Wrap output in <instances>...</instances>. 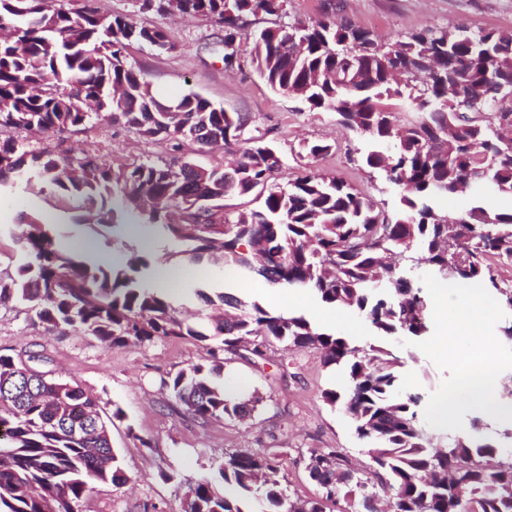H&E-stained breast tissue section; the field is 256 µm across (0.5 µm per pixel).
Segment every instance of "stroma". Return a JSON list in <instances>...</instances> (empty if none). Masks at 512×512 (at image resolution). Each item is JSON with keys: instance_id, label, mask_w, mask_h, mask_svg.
Here are the masks:
<instances>
[{"instance_id": "1", "label": "stroma", "mask_w": 512, "mask_h": 512, "mask_svg": "<svg viewBox=\"0 0 512 512\" xmlns=\"http://www.w3.org/2000/svg\"><path fill=\"white\" fill-rule=\"evenodd\" d=\"M109 14H131L138 22L163 28L173 45L159 52L145 45L132 46L127 61L132 69L146 72L166 93H197L228 112L249 120L251 135L274 144L286 162L280 181L299 172L296 161L303 144H328L327 154L311 159L313 171L336 176L372 195L388 214L400 209L398 191L380 172L350 159V147L365 148L366 140L337 124L334 113L312 110L276 92L247 59L224 64V29L190 16L139 12L135 0H97ZM286 19L311 23L326 17L348 19L370 30L385 44L394 43L417 29L462 26L470 33L487 30L512 33V0H287ZM18 151L61 145L69 157L98 152L119 166L170 160L167 144L148 141L134 128L89 121L78 132L9 133ZM80 203L68 195L45 190L43 194L10 193L0 197V226L18 223L20 215L53 217L60 238L78 244L120 239L146 248L151 270H168L172 304L185 314L211 312V299L223 292L268 309L316 320L319 327L351 337L358 344L373 343L364 318L354 311L323 303L310 290H288L259 276L239 277L222 267L189 262L186 254L152 228L118 220L95 230L78 223ZM384 346L404 362L401 369L407 391L431 395L446 378L414 346L400 338H387ZM0 353L47 357L55 377L79 383L98 399L109 415L112 446L118 450L125 484L96 485L80 512H184L188 484L209 475L225 451L274 448L281 454L291 493L302 498L317 496L318 487L301 462L312 448H341L358 462H367V448L358 439L350 418L327 405L323 390L344 385L342 375L324 367L317 351L269 353L253 363L240 358L224 366V377L239 380L247 391H259L264 401L246 420H212L201 424L178 414L162 386L167 374L191 363L207 362L204 343L193 339H157L142 346L108 347L80 331H49L36 322L19 302L0 304ZM122 417H114L115 409Z\"/></svg>"}]
</instances>
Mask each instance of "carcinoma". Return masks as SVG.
I'll return each instance as SVG.
<instances>
[{"label":"carcinoma","mask_w":512,"mask_h":512,"mask_svg":"<svg viewBox=\"0 0 512 512\" xmlns=\"http://www.w3.org/2000/svg\"><path fill=\"white\" fill-rule=\"evenodd\" d=\"M82 0L77 9L55 0H0V132L75 131L96 112L133 127L146 139L221 146L225 166L198 172L187 161L115 169L102 154L68 158L50 147L16 154L0 143V192L22 184L61 190L82 202L89 222L111 226L117 212L137 210L162 237L185 246L193 262L255 271L274 284L309 288L322 302L356 311L379 336L428 333L426 288L407 277L402 260L422 263L439 280L481 284L512 309L489 263L512 257V210L473 206L450 219L429 199L467 189L469 173L486 169L501 196L512 198V156L496 148L503 122L512 124V34H472L464 28L425 27L388 46L348 20L295 26L281 21L286 0H144L139 10L178 13L224 25V43L237 44L274 90L367 136L363 165L384 173L400 191L402 212L392 218L367 195L334 176L303 168L285 185L281 167L268 162L275 148L261 137H242L247 117L215 107L198 94L176 96L179 112L152 111L158 91L126 64L133 44L161 50L166 32L130 15H107ZM270 18L259 30L249 26ZM412 97L419 117L398 123L383 98ZM483 97L494 112H465ZM123 206L114 205L115 191ZM254 197L260 205L228 212L224 198ZM493 220L482 224L484 217ZM484 225L486 234L470 235ZM24 262L0 271V303L28 304L38 323L78 330L108 347L143 345L155 338L208 343L210 360L162 380L176 407L204 423L245 418L264 397L239 396L224 385V355L266 359L275 343L317 348L326 366L342 368L347 384L322 392L341 407L370 464L360 470L339 448H313L310 478L332 482L335 496L301 500L287 494L276 454L224 453L214 475L190 486L185 512H244L257 499L262 512H327L326 503L355 498L352 512H455L464 494L472 512H512V456L493 464L498 448L464 434L445 437L423 422L422 396L402 389L401 358L379 346H360L318 329L304 316L242 304L223 293L234 315L211 318L204 331L175 313L168 293L137 277L151 265L129 244L123 262L89 258L61 241L53 225L29 222L18 239ZM0 354V512H78L99 484L126 481L98 401L79 384ZM226 492L215 491V481Z\"/></svg>","instance_id":"carcinoma-1"}]
</instances>
